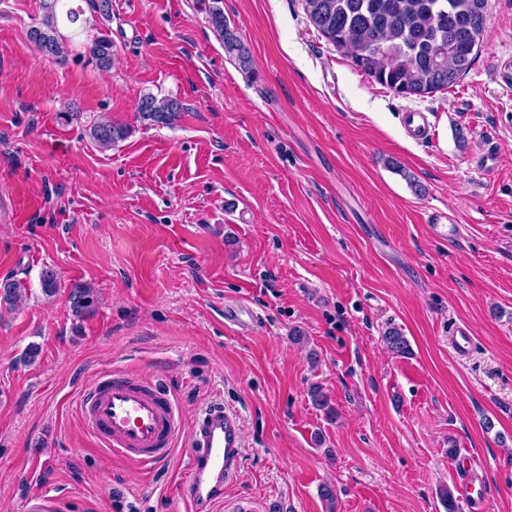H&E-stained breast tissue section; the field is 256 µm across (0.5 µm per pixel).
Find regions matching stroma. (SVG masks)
<instances>
[{
  "mask_svg": "<svg viewBox=\"0 0 512 512\" xmlns=\"http://www.w3.org/2000/svg\"><path fill=\"white\" fill-rule=\"evenodd\" d=\"M212 2L112 0L106 21L74 0L59 63L28 37L41 0H0V280L28 289L0 308V512L50 490L56 512H187L185 444L147 471L85 427L78 399L111 370L160 381L184 429L213 402L237 413L240 471L213 512H328L325 484L335 512H447L444 488L460 512H512V0H489L470 72L424 96L355 69L303 0H222L241 67ZM102 30L108 71L83 48ZM146 93L181 103L173 125L137 119ZM103 117L129 128L108 150ZM437 211L456 239L431 235ZM76 282L95 295L80 318ZM236 304L253 325L225 320ZM390 324L410 355L384 347ZM210 26L222 37L224 52L236 60L242 67L250 63V51L234 30H231L224 19V10L220 6H210L208 14Z\"/></svg>",
  "mask_w": 512,
  "mask_h": 512,
  "instance_id": "1",
  "label": "stroma"
}]
</instances>
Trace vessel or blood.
I'll return each mask as SVG.
<instances>
[{"instance_id":"obj_1","label":"vessel or blood","mask_w":512,"mask_h":512,"mask_svg":"<svg viewBox=\"0 0 512 512\" xmlns=\"http://www.w3.org/2000/svg\"><path fill=\"white\" fill-rule=\"evenodd\" d=\"M79 404L88 430L104 449L142 467L166 462L179 437H186L189 462L179 494L196 512H208L237 474L240 422L223 405L206 409L186 434L169 391L118 371L102 376L80 395Z\"/></svg>"}]
</instances>
